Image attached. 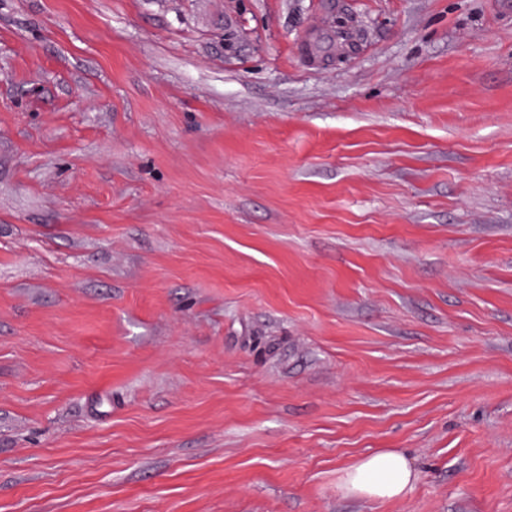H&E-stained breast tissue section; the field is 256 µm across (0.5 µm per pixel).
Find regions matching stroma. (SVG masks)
<instances>
[{"instance_id":"obj_1","label":"stroma","mask_w":512,"mask_h":512,"mask_svg":"<svg viewBox=\"0 0 512 512\" xmlns=\"http://www.w3.org/2000/svg\"><path fill=\"white\" fill-rule=\"evenodd\" d=\"M0 512H512V8L0 0ZM416 470L398 450L368 454L341 470L340 486L349 496L372 500L404 497L414 486Z\"/></svg>"}]
</instances>
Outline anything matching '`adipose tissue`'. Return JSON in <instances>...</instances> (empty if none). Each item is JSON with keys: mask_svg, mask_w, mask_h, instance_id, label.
Returning <instances> with one entry per match:
<instances>
[{"mask_svg": "<svg viewBox=\"0 0 512 512\" xmlns=\"http://www.w3.org/2000/svg\"><path fill=\"white\" fill-rule=\"evenodd\" d=\"M416 478L417 473L405 454L381 450L342 469L340 486L349 496L394 500L404 497L413 488Z\"/></svg>", "mask_w": 512, "mask_h": 512, "instance_id": "ef3b65f1", "label": "adipose tissue"}]
</instances>
